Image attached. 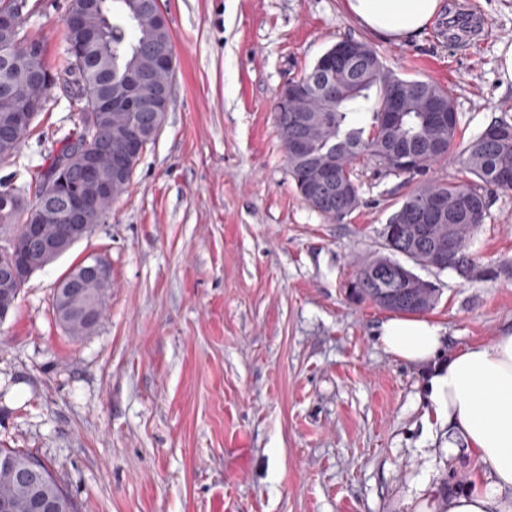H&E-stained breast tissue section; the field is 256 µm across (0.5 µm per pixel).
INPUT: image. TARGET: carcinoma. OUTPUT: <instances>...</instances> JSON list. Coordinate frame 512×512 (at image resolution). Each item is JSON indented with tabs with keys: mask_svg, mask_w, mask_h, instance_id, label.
Segmentation results:
<instances>
[{
	"mask_svg": "<svg viewBox=\"0 0 512 512\" xmlns=\"http://www.w3.org/2000/svg\"><path fill=\"white\" fill-rule=\"evenodd\" d=\"M144 0H84L85 24L81 31L66 30V42L84 43V55L79 67L67 61L66 67L52 70L45 59L41 44L20 36L28 15L20 17L16 29L0 30V42L13 45V58L0 59V162L12 157L21 147L19 139L3 142L6 137L7 118L11 109L6 99L17 88L31 94L49 98L55 81L67 77L89 92L104 91L113 97H124L137 104L133 110H116L98 129V135L121 146L128 135H138L147 145L153 143L165 121L169 104L168 75L153 64L156 46H174L169 27L159 25L149 13L140 14ZM348 43L344 39L332 45L323 54L325 69L334 73L336 85L345 89L347 96L327 101L312 83L313 71H306L292 79L291 85L302 93L288 99L278 98L275 120L288 163V174L303 200L321 215L342 220L360 206L359 186L353 176L354 163L365 158L382 171L396 174L398 170L386 164L394 149L401 147L411 152V169L416 176L430 170L436 162L453 155L454 162L476 178L474 182L431 183L414 188L393 213V245L386 246L387 254L371 256L360 261L353 281L354 293L374 305L394 313L423 314L432 309L438 295H428L421 288H408L404 284L403 267L394 256L401 254L400 246L413 247L414 226H419L422 240L411 252L410 261L420 267L439 271L451 269L466 281L486 275L471 257L469 240L488 217L485 192L493 189H512V122H497L501 136L489 138L481 133L467 142L460 141L459 121L451 92L440 84L424 79H403L384 69L370 44L359 40L364 64L354 66L339 57V47ZM40 56L39 74L28 71L20 61L30 53ZM377 89L372 104L373 122L369 129L357 126L355 114L361 109L358 100L370 101V91ZM438 102L448 113L443 123L431 120L426 112L429 102ZM400 106L399 122L386 130L383 112L394 105ZM306 117L312 124L301 126L293 117ZM341 143L332 157L324 154L328 139ZM328 167L339 181L354 187L353 195L338 197L328 191L310 194V182L319 169ZM133 174L116 181L112 186V199L99 204L106 212L112 201L119 199L128 189ZM435 196L442 202L446 219L422 217L425 201ZM418 217L415 225L397 224L403 215ZM19 213L8 221L0 220V232L6 230L20 242L28 225ZM449 239L451 251L436 256L433 246ZM111 282L90 281L82 296L68 307L60 290L54 291L53 315L59 325L72 337L81 338L93 327L83 318V308L95 307L103 313L105 298ZM46 491L59 495L64 512H78L74 499L64 490L54 472L48 473ZM28 488L16 483L0 471V512H31Z\"/></svg>",
	"mask_w": 512,
	"mask_h": 512,
	"instance_id": "1",
	"label": "carcinoma"
}]
</instances>
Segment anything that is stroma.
Masks as SVG:
<instances>
[{"instance_id":"1","label":"stroma","mask_w":512,"mask_h":512,"mask_svg":"<svg viewBox=\"0 0 512 512\" xmlns=\"http://www.w3.org/2000/svg\"><path fill=\"white\" fill-rule=\"evenodd\" d=\"M31 2L23 33L59 68L69 0ZM445 3L398 44L362 30L342 0H160L176 56L163 127L127 193L0 321V448L53 467L79 512H428L464 492L474 456L449 454L447 428L427 416L426 370L383 350L390 313L351 282L418 182L467 175L441 162L417 181L361 163V204L332 221L298 194L274 112L290 78L353 38L399 77L449 88L463 139L512 121L499 54L512 0ZM78 123L53 91L0 179L30 188ZM487 201L470 251L497 269L512 264V190ZM94 257L112 287L75 340L53 291ZM417 274L438 290L426 317L447 352L512 324V277Z\"/></svg>"}]
</instances>
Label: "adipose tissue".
I'll return each instance as SVG.
<instances>
[{
    "label": "adipose tissue",
    "instance_id": "ef3b65f1",
    "mask_svg": "<svg viewBox=\"0 0 512 512\" xmlns=\"http://www.w3.org/2000/svg\"><path fill=\"white\" fill-rule=\"evenodd\" d=\"M343 3L366 31L397 43L418 37L444 7L443 0ZM377 337L386 352L430 367L434 415L477 461L469 490L449 496L435 512H512V327L445 360L441 329L426 319H387Z\"/></svg>",
    "mask_w": 512,
    "mask_h": 512
}]
</instances>
